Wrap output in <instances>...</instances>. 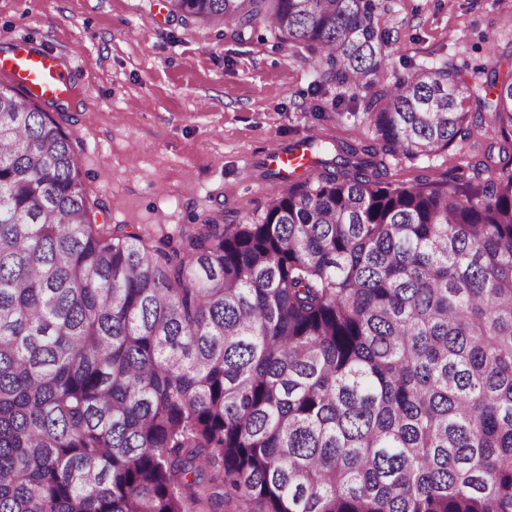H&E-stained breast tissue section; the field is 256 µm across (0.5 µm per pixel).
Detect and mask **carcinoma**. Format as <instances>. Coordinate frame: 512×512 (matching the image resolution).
Returning <instances> with one entry per match:
<instances>
[{
  "label": "carcinoma",
  "instance_id": "obj_1",
  "mask_svg": "<svg viewBox=\"0 0 512 512\" xmlns=\"http://www.w3.org/2000/svg\"><path fill=\"white\" fill-rule=\"evenodd\" d=\"M362 93L259 219L98 224L72 134L0 87V512H512V168L415 185L512 78L389 81L381 0H169Z\"/></svg>",
  "mask_w": 512,
  "mask_h": 512
}]
</instances>
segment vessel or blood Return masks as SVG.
<instances>
[{"label": "vessel or blood", "mask_w": 512, "mask_h": 512, "mask_svg": "<svg viewBox=\"0 0 512 512\" xmlns=\"http://www.w3.org/2000/svg\"><path fill=\"white\" fill-rule=\"evenodd\" d=\"M0 71L8 73L18 90L28 98L59 100L70 97L73 87L56 55L27 51L0 57Z\"/></svg>", "instance_id": "obj_1"}]
</instances>
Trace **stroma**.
<instances>
[{
    "mask_svg": "<svg viewBox=\"0 0 512 512\" xmlns=\"http://www.w3.org/2000/svg\"><path fill=\"white\" fill-rule=\"evenodd\" d=\"M390 80L453 61L512 70V0H385ZM56 54L74 86L53 116L75 137L100 224L171 232L210 214L236 224L259 218L281 190L260 176L272 148L322 133L365 138L358 92L321 85L310 64L268 29L237 40L170 13L165 0H0V55ZM472 137L456 155L398 158L390 180L414 185L458 164L512 162Z\"/></svg>",
    "mask_w": 512,
    "mask_h": 512,
    "instance_id": "stroma-1",
    "label": "stroma"
}]
</instances>
